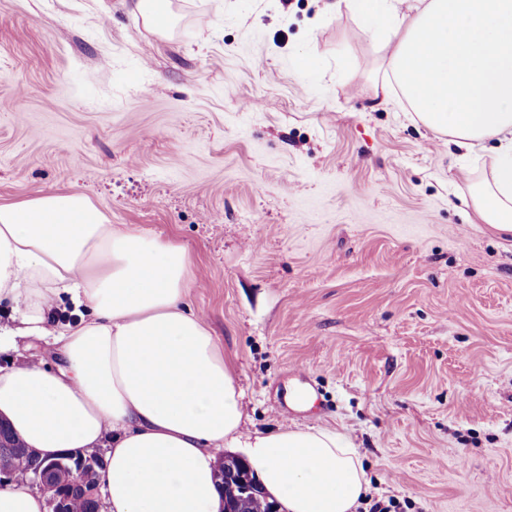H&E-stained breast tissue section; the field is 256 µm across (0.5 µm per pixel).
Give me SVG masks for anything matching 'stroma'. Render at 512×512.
I'll list each match as a JSON object with an SVG mask.
<instances>
[{"mask_svg":"<svg viewBox=\"0 0 512 512\" xmlns=\"http://www.w3.org/2000/svg\"><path fill=\"white\" fill-rule=\"evenodd\" d=\"M331 2L171 0L159 35L131 0H0V203L83 193L184 246L244 431L349 436L356 512H512V240L469 195L494 145L383 100Z\"/></svg>","mask_w":512,"mask_h":512,"instance_id":"obj_1","label":"stroma"}]
</instances>
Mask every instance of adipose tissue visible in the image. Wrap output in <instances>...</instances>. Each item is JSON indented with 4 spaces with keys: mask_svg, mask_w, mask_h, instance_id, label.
<instances>
[{
    "mask_svg": "<svg viewBox=\"0 0 512 512\" xmlns=\"http://www.w3.org/2000/svg\"><path fill=\"white\" fill-rule=\"evenodd\" d=\"M385 51L377 87L465 153L494 141L470 194L512 235V0H336ZM191 259L174 242L113 230L85 194L0 204V302L14 333L55 347L0 367V418L54 459L104 449L106 512H222L216 453L242 448L281 512H354L368 490L351 440L328 429H241V394L211 330L189 309ZM69 301L75 317L59 323Z\"/></svg>",
    "mask_w": 512,
    "mask_h": 512,
    "instance_id": "ef3b65f1",
    "label": "adipose tissue"
}]
</instances>
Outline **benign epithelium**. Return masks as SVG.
<instances>
[{
    "mask_svg": "<svg viewBox=\"0 0 512 512\" xmlns=\"http://www.w3.org/2000/svg\"><path fill=\"white\" fill-rule=\"evenodd\" d=\"M35 462L29 486L40 491L48 500L53 512H64V495L62 488L65 484L86 487L92 475L100 472L102 455L85 454L67 455L49 463L45 462L39 452H34ZM247 468L239 458H226L221 461L216 470L219 484L228 496L225 512H232L230 506L258 496L257 481L245 477Z\"/></svg>",
    "mask_w": 512,
    "mask_h": 512,
    "instance_id": "1",
    "label": "benign epithelium"
}]
</instances>
